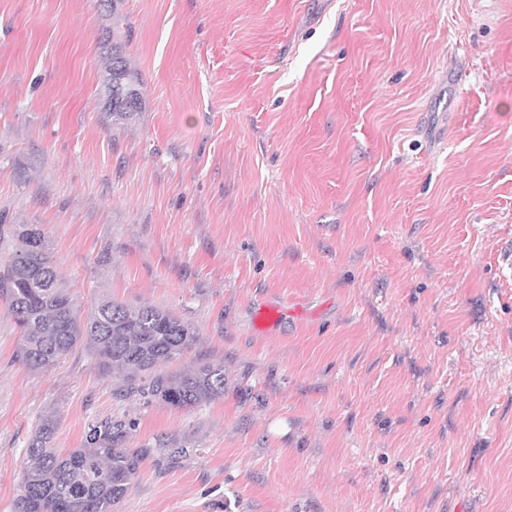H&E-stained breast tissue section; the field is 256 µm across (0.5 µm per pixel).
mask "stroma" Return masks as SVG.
Returning <instances> with one entry per match:
<instances>
[{
  "label": "stroma",
  "mask_w": 512,
  "mask_h": 512,
  "mask_svg": "<svg viewBox=\"0 0 512 512\" xmlns=\"http://www.w3.org/2000/svg\"><path fill=\"white\" fill-rule=\"evenodd\" d=\"M18 224L81 307L194 326L165 369L224 396L31 371L0 301V512L46 413L64 451L110 415L189 448L117 512H512V0H0V256ZM105 55L106 98L112 96V108L107 104L112 125L122 126L132 122L142 106L141 83L130 67L121 42L112 34V45L103 46ZM135 87L136 89H132ZM130 100V106L126 102Z\"/></svg>",
  "instance_id": "1"
}]
</instances>
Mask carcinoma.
Masks as SVG:
<instances>
[{"label": "carcinoma", "instance_id": "carcinoma-1", "mask_svg": "<svg viewBox=\"0 0 512 512\" xmlns=\"http://www.w3.org/2000/svg\"><path fill=\"white\" fill-rule=\"evenodd\" d=\"M104 55L108 115L122 126L141 110V83L117 38ZM14 236L18 247L0 260V298L18 329L17 357L24 365L47 370L80 345L103 374H124L120 391L127 394L177 409L224 397L222 361L159 370L198 344L195 327L155 305L100 298L82 309L62 287L38 225L18 224ZM132 426L131 420L101 419L89 427L83 447L61 453L51 446L56 421L42 417L25 449L27 466L12 512H115L151 456L149 448L126 446Z\"/></svg>", "mask_w": 512, "mask_h": 512}]
</instances>
